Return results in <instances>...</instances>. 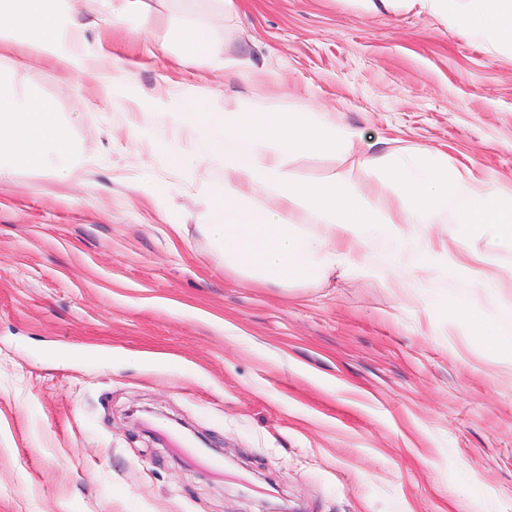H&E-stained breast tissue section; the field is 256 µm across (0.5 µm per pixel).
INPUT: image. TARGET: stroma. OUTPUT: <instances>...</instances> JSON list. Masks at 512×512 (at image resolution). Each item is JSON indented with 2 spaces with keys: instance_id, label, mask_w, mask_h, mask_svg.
I'll return each instance as SVG.
<instances>
[{
  "instance_id": "1",
  "label": "stroma",
  "mask_w": 512,
  "mask_h": 512,
  "mask_svg": "<svg viewBox=\"0 0 512 512\" xmlns=\"http://www.w3.org/2000/svg\"><path fill=\"white\" fill-rule=\"evenodd\" d=\"M145 2L112 0L109 19L80 3L131 96L47 61L17 73L89 164L0 176V512H512V355L447 314L442 262L491 312L512 304V240L408 224L432 242L425 270L370 253L368 275L261 284L225 269L204 229L223 171L172 168L138 134L171 135L143 102L203 74L225 111L308 106L366 154L423 149L507 198L512 48L404 0ZM187 19L244 60L237 81L185 59ZM288 168L378 179L345 154Z\"/></svg>"
}]
</instances>
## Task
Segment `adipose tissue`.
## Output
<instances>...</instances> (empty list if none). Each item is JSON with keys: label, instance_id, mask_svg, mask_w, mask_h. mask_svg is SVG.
<instances>
[{"label": "adipose tissue", "instance_id": "obj_1", "mask_svg": "<svg viewBox=\"0 0 512 512\" xmlns=\"http://www.w3.org/2000/svg\"><path fill=\"white\" fill-rule=\"evenodd\" d=\"M409 2L460 17L469 29L512 45V0ZM177 38L188 58L223 70L227 78L239 75L240 61L216 51L204 25L184 26ZM23 47L73 74L110 84L113 95L124 90L105 62L103 45L84 38L72 0H0V62L13 59ZM144 107L164 112L176 129L175 135L152 141L154 151L170 167H185L192 151L223 169V183L207 193V228L223 247L225 267L259 282L285 286L320 279L344 264L361 268L362 247L378 252L382 263L392 268L404 246L412 245L410 266L424 268L434 252L425 242L408 241L403 231L407 224L451 222L472 236L491 230L512 240V198L449 169L444 159L433 161L411 151L363 154L352 130L320 113L281 112L268 106L228 112L220 98L202 94L194 84L182 85L166 101L145 102ZM182 129L191 131L190 141L179 137ZM307 150L353 156L359 166L381 174L391 199L361 192L342 172L316 183L296 179L288 161ZM16 161L65 174L84 164L53 100L18 91L0 70V170ZM254 192L269 195L275 210L251 203ZM297 209L316 215L328 230L327 238L311 237L289 223V212ZM467 294V289H458L455 314L489 350H512V305L490 313L468 303Z\"/></svg>", "mask_w": 512, "mask_h": 512}]
</instances>
